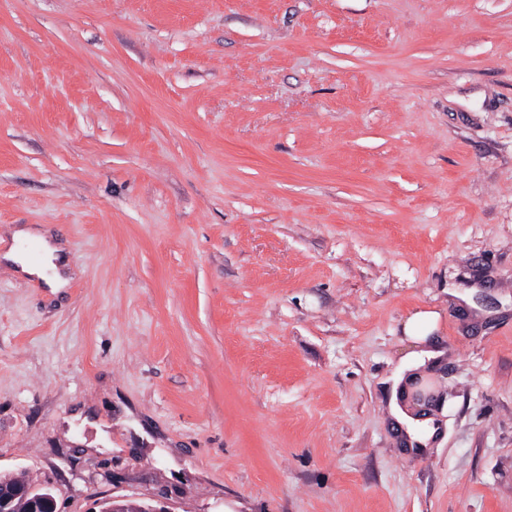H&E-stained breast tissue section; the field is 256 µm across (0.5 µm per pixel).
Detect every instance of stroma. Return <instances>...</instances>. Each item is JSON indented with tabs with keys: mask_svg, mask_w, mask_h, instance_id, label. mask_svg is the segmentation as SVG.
Listing matches in <instances>:
<instances>
[{
	"mask_svg": "<svg viewBox=\"0 0 512 512\" xmlns=\"http://www.w3.org/2000/svg\"><path fill=\"white\" fill-rule=\"evenodd\" d=\"M23 226L76 275L0 264V471L58 512H512V0H0ZM13 244L5 249L1 257L6 263L14 264L16 270L30 277L44 281L52 293L66 288L71 280V269L64 242L50 237L48 231L31 227L21 228L13 233ZM36 242L41 247V258L32 262L21 251V244ZM440 315L433 310H416L405 320L403 333L406 339L414 346L422 347L431 342L432 336L438 328Z\"/></svg>",
	"mask_w": 512,
	"mask_h": 512,
	"instance_id": "stroma-1",
	"label": "stroma"
}]
</instances>
